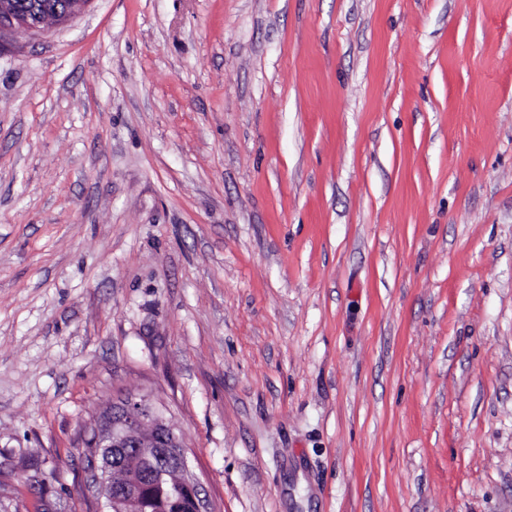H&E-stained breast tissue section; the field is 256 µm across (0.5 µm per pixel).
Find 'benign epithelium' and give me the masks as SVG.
<instances>
[{
	"instance_id": "obj_1",
	"label": "benign epithelium",
	"mask_w": 512,
	"mask_h": 512,
	"mask_svg": "<svg viewBox=\"0 0 512 512\" xmlns=\"http://www.w3.org/2000/svg\"><path fill=\"white\" fill-rule=\"evenodd\" d=\"M90 3L63 0L50 8L41 0H30L24 7L17 0H0V38L17 31L43 33L71 21ZM91 434L101 447L111 449L96 486L113 512H137L142 492L157 483L168 485L166 512H205L181 434L150 395L126 393L99 414Z\"/></svg>"
}]
</instances>
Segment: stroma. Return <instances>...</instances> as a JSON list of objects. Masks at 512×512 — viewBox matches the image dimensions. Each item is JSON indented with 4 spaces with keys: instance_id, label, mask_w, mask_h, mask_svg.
<instances>
[{
    "instance_id": "stroma-1",
    "label": "stroma",
    "mask_w": 512,
    "mask_h": 512,
    "mask_svg": "<svg viewBox=\"0 0 512 512\" xmlns=\"http://www.w3.org/2000/svg\"><path fill=\"white\" fill-rule=\"evenodd\" d=\"M164 402L214 512H512V0H92L0 44V512Z\"/></svg>"
}]
</instances>
